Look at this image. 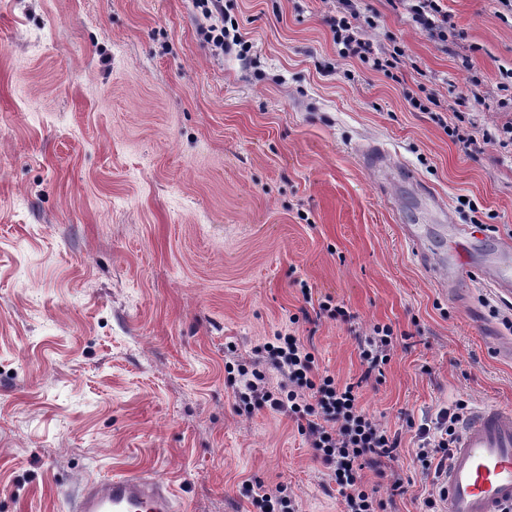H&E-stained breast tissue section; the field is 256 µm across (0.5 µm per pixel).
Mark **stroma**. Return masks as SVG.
<instances>
[{
	"instance_id": "35a3bbf8",
	"label": "stroma",
	"mask_w": 512,
	"mask_h": 512,
	"mask_svg": "<svg viewBox=\"0 0 512 512\" xmlns=\"http://www.w3.org/2000/svg\"><path fill=\"white\" fill-rule=\"evenodd\" d=\"M224 4L249 60L202 41L192 0H0V512H67L88 479L138 470L181 512H261L260 482L291 512H342L295 423L244 411L225 370L293 316L398 437L403 495L364 472L391 512H425L436 481L420 427L460 399L512 404V361L489 343L512 341V299L465 280L448 299L407 238L426 226L433 258L450 225L479 222L492 261L512 242V157L482 140L512 18L443 0L444 50L402 0H357L378 16L368 38L405 50L391 79L337 57L336 0ZM422 88L442 122L474 113V145L409 106ZM377 148L414 184L378 182L359 156ZM328 297L351 321L318 315ZM377 324L395 347L366 381ZM367 336L369 337L360 345V358L366 365L362 378L367 381L374 374L378 381L383 377L384 366L391 359L394 330L391 325L377 324L372 327L371 333Z\"/></svg>"
}]
</instances>
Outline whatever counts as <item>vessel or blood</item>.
<instances>
[{"mask_svg":"<svg viewBox=\"0 0 512 512\" xmlns=\"http://www.w3.org/2000/svg\"><path fill=\"white\" fill-rule=\"evenodd\" d=\"M363 159L381 180L410 174L406 168L392 169L381 149L364 153ZM475 236L471 225L459 226L447 261H435V268H447L449 281L471 278L512 297L511 271L473 262L469 247ZM438 483L444 512H512V406L486 405L461 421ZM68 512H176V506L167 484L138 472L87 480Z\"/></svg>","mask_w":512,"mask_h":512,"instance_id":"obj_1","label":"vessel or blood"}]
</instances>
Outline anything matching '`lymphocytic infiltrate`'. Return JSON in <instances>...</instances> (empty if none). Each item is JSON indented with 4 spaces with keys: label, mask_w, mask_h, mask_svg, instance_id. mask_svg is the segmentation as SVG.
Here are the masks:
<instances>
[{
    "label": "lymphocytic infiltrate",
    "mask_w": 512,
    "mask_h": 512,
    "mask_svg": "<svg viewBox=\"0 0 512 512\" xmlns=\"http://www.w3.org/2000/svg\"><path fill=\"white\" fill-rule=\"evenodd\" d=\"M204 22L200 35L219 54L247 58L252 46L245 40L236 18L224 12V0H192ZM407 11L420 28L439 44H447L448 14L441 0H409ZM333 42L339 58H355L362 65L384 73L397 68L404 55L401 47L392 52L377 49L365 38L364 31L375 28L374 16L361 14L357 5L345 0L341 10L329 19ZM394 348L391 325H374L360 346L365 376L383 373ZM271 363L281 376L278 391L267 386L263 363ZM230 384L247 411L269 409L288 415L300 434L305 435L315 457L331 473L344 512H385L386 503L369 488L361 475L369 468L378 477H386L399 448L397 436L367 414L359 404L358 386L338 384L333 376L319 370L315 355L295 330L274 333L271 341L256 347L253 358L237 365L227 364ZM468 405L458 401L454 408L442 411L435 429H422L417 457L423 470L434 463H445L466 416Z\"/></svg>",
    "instance_id": "1"
}]
</instances>
